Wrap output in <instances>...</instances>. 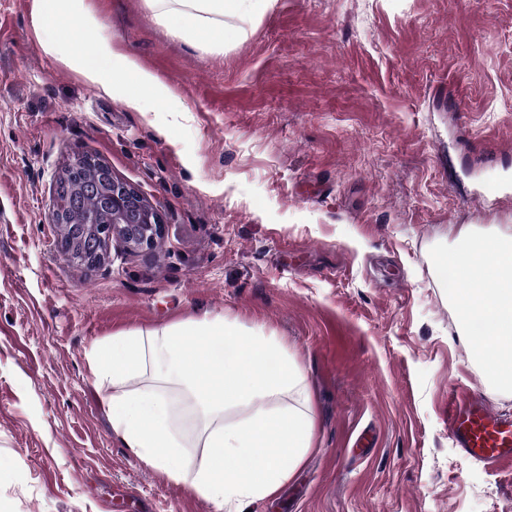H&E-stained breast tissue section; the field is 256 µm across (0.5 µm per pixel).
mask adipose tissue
I'll return each mask as SVG.
<instances>
[{"label":"adipose tissue","instance_id":"ef3b65f1","mask_svg":"<svg viewBox=\"0 0 512 512\" xmlns=\"http://www.w3.org/2000/svg\"><path fill=\"white\" fill-rule=\"evenodd\" d=\"M40 27L52 47L64 45L68 20L86 27L98 18L82 0H34ZM160 23L194 41L201 32L224 47V18L250 9L262 14L274 0H150ZM81 75L107 93L122 91L125 104L144 110L171 92L111 38L84 44L74 58ZM460 278H479L464 305L465 320H482L481 353L491 376L512 386V369L495 365L512 353V232L489 236L465 230L453 257ZM91 367L112 414V429L126 447L170 479L188 485L218 512H244L245 502L275 495L300 465L310 446L312 409L304 375L288 359L277 337L246 332L221 317L113 337L91 355ZM140 380L130 388V380ZM189 389L195 402L194 445L208 454L195 469L180 462L184 440L174 427L163 383Z\"/></svg>","mask_w":512,"mask_h":512}]
</instances>
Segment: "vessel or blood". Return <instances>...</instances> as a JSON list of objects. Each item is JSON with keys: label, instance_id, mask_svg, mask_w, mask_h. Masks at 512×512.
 Segmentation results:
<instances>
[{"label": "vessel or blood", "instance_id": "obj_1", "mask_svg": "<svg viewBox=\"0 0 512 512\" xmlns=\"http://www.w3.org/2000/svg\"><path fill=\"white\" fill-rule=\"evenodd\" d=\"M445 420L451 438L468 457L488 467L512 465V419L479 395L452 397Z\"/></svg>", "mask_w": 512, "mask_h": 512}]
</instances>
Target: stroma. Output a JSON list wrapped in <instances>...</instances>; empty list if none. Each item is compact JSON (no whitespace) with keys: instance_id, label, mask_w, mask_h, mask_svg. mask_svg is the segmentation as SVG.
Segmentation results:
<instances>
[{"instance_id":"obj_1","label":"stroma","mask_w":512,"mask_h":512,"mask_svg":"<svg viewBox=\"0 0 512 512\" xmlns=\"http://www.w3.org/2000/svg\"><path fill=\"white\" fill-rule=\"evenodd\" d=\"M184 109L128 108L0 0V512H214L112 431L90 352L203 315L279 337L312 446L250 512H512V466L462 454L463 388L512 414L443 285L466 228L512 227V0H275L224 49L148 0H84ZM97 156L160 210L151 251L69 262L47 214Z\"/></svg>"}]
</instances>
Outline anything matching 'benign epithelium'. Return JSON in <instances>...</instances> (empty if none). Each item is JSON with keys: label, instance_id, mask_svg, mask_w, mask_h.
I'll return each instance as SVG.
<instances>
[{"label": "benign epithelium", "instance_id": "obj_1", "mask_svg": "<svg viewBox=\"0 0 512 512\" xmlns=\"http://www.w3.org/2000/svg\"><path fill=\"white\" fill-rule=\"evenodd\" d=\"M85 168L96 170L99 181L82 185L85 196H101L111 214L108 224H100L95 213L87 211L75 219L69 205L59 202L48 215V223L62 225L69 233L58 239V250L65 259L76 256L89 269L101 266L112 241H120L131 252L153 250L163 239L165 224L161 213L135 187L112 176V170L92 155L76 158L68 169L79 175Z\"/></svg>", "mask_w": 512, "mask_h": 512}]
</instances>
